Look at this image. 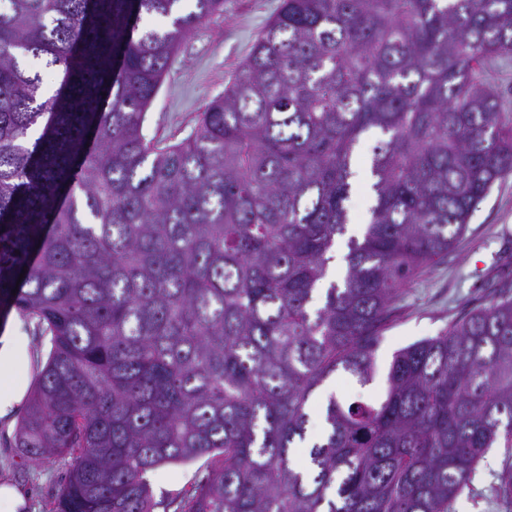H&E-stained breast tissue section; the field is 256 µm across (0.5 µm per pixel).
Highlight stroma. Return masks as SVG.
I'll return each instance as SVG.
<instances>
[{
    "label": "stroma",
    "instance_id": "stroma-1",
    "mask_svg": "<svg viewBox=\"0 0 512 512\" xmlns=\"http://www.w3.org/2000/svg\"><path fill=\"white\" fill-rule=\"evenodd\" d=\"M280 3L224 0L223 12L206 19L182 40L147 110V137L177 142L191 133L206 104L222 95L235 78L257 34ZM372 145L367 138L356 150V175L347 203L352 234L367 222L374 203L368 172ZM498 275L512 278V175L494 184L478 204L454 250L405 291L401 314L378 347L379 377L370 390H382V375L395 351L438 335L464 310L482 304L490 291V279ZM22 412L18 406L0 418V486H13L24 494L26 504L20 512H48L68 461L58 458L41 467L23 464L14 447ZM505 464L502 449H490L480 465L473 495L458 500L457 512H512V505L499 501L495 490V476Z\"/></svg>",
    "mask_w": 512,
    "mask_h": 512
}]
</instances>
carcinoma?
<instances>
[{"mask_svg":"<svg viewBox=\"0 0 512 512\" xmlns=\"http://www.w3.org/2000/svg\"><path fill=\"white\" fill-rule=\"evenodd\" d=\"M181 2L0 0V316L46 348L17 453L68 459L50 512H456L490 449L512 459L510 292L398 350L383 393L329 396L294 452L315 390L373 384L401 295L512 174L487 74L512 0H281L167 143L146 111L224 9ZM30 57L61 75L48 98ZM367 135L374 205L330 281ZM199 460L155 498L156 469ZM497 479L512 502V464Z\"/></svg>","mask_w":512,"mask_h":512,"instance_id":"1","label":"carcinoma"}]
</instances>
